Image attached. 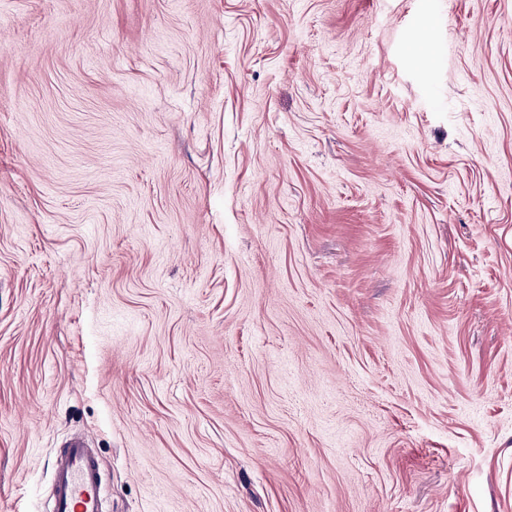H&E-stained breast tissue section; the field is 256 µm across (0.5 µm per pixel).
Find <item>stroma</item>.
I'll return each instance as SVG.
<instances>
[{
	"label": "stroma",
	"mask_w": 512,
	"mask_h": 512,
	"mask_svg": "<svg viewBox=\"0 0 512 512\" xmlns=\"http://www.w3.org/2000/svg\"><path fill=\"white\" fill-rule=\"evenodd\" d=\"M512 512V0H0V512ZM49 512H106L110 490L98 455L85 434L66 438L51 462Z\"/></svg>",
	"instance_id": "stroma-1"
}]
</instances>
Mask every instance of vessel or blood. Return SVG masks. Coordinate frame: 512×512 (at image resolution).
<instances>
[{"mask_svg": "<svg viewBox=\"0 0 512 512\" xmlns=\"http://www.w3.org/2000/svg\"><path fill=\"white\" fill-rule=\"evenodd\" d=\"M51 475L48 512H106L110 490L87 435L73 434L62 442Z\"/></svg>", "mask_w": 512, "mask_h": 512, "instance_id": "b4317fda", "label": "vessel or blood"}]
</instances>
